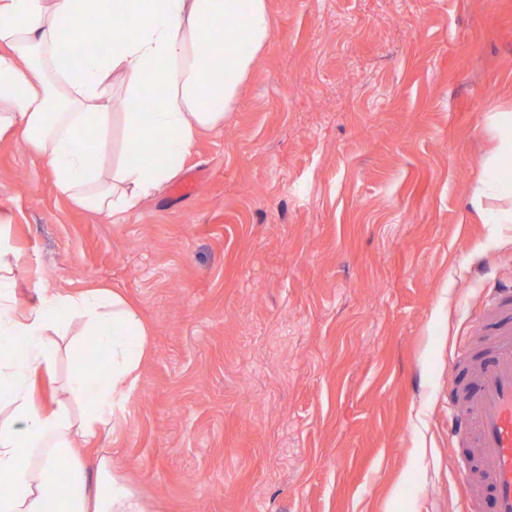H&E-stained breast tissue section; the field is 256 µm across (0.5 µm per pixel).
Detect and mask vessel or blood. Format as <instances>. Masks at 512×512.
<instances>
[{
  "label": "vessel or blood",
  "instance_id": "b4317fda",
  "mask_svg": "<svg viewBox=\"0 0 512 512\" xmlns=\"http://www.w3.org/2000/svg\"><path fill=\"white\" fill-rule=\"evenodd\" d=\"M449 435L471 512H512V285L491 288L466 344L448 362Z\"/></svg>",
  "mask_w": 512,
  "mask_h": 512
}]
</instances>
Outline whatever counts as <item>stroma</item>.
<instances>
[{
  "mask_svg": "<svg viewBox=\"0 0 512 512\" xmlns=\"http://www.w3.org/2000/svg\"><path fill=\"white\" fill-rule=\"evenodd\" d=\"M224 125L127 214L0 140L20 299L120 292L151 352L106 442L149 512H468L448 358L512 280V0H267Z\"/></svg>",
  "mask_w": 512,
  "mask_h": 512,
  "instance_id": "obj_1",
  "label": "stroma"
}]
</instances>
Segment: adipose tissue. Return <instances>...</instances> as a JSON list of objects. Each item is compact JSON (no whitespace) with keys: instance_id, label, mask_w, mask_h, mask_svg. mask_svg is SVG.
Listing matches in <instances>:
<instances>
[{"instance_id":"1","label":"adipose tissue","mask_w":512,"mask_h":512,"mask_svg":"<svg viewBox=\"0 0 512 512\" xmlns=\"http://www.w3.org/2000/svg\"><path fill=\"white\" fill-rule=\"evenodd\" d=\"M112 10L124 23L111 29L106 52L60 54L65 36ZM269 38L267 0H0V139L21 138L79 206L122 216L175 177L202 132L223 123ZM241 43L250 53L238 51ZM144 144L154 147L147 166L130 163ZM19 262L0 225V512H147L110 455L89 461L81 450L108 435L131 396L149 354L145 323L105 288L39 287L34 301H22ZM77 324L95 337L101 368L73 365L61 383L57 340ZM62 463L69 484L49 496Z\"/></svg>"}]
</instances>
